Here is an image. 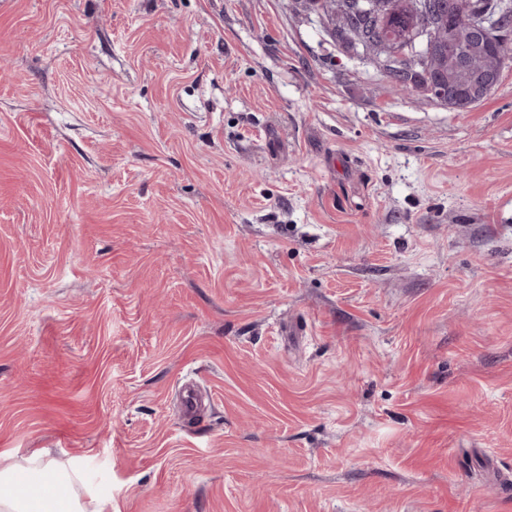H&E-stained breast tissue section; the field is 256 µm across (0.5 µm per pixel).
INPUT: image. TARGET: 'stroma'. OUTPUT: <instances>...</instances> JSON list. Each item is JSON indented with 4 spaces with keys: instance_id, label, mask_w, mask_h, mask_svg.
<instances>
[{
    "instance_id": "obj_1",
    "label": "stroma",
    "mask_w": 512,
    "mask_h": 512,
    "mask_svg": "<svg viewBox=\"0 0 512 512\" xmlns=\"http://www.w3.org/2000/svg\"><path fill=\"white\" fill-rule=\"evenodd\" d=\"M39 449L112 512H512V62L454 112L307 0H0V458Z\"/></svg>"
}]
</instances>
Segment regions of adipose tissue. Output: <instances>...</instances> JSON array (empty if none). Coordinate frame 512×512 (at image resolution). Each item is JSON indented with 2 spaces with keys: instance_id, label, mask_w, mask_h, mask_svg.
I'll return each instance as SVG.
<instances>
[{
  "instance_id": "obj_1",
  "label": "adipose tissue",
  "mask_w": 512,
  "mask_h": 512,
  "mask_svg": "<svg viewBox=\"0 0 512 512\" xmlns=\"http://www.w3.org/2000/svg\"><path fill=\"white\" fill-rule=\"evenodd\" d=\"M30 493L16 489L17 468L0 463V512H112L111 500L82 501L72 488L70 473L42 451L28 468Z\"/></svg>"
}]
</instances>
